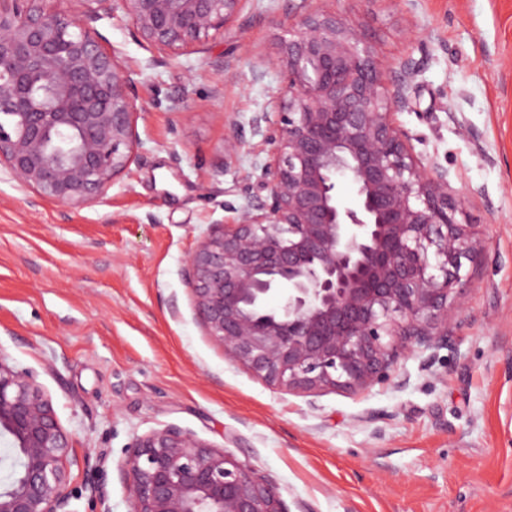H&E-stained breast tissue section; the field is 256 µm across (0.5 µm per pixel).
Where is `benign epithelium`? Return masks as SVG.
I'll list each match as a JSON object with an SVG mask.
<instances>
[{
	"label": "benign epithelium",
	"mask_w": 512,
	"mask_h": 512,
	"mask_svg": "<svg viewBox=\"0 0 512 512\" xmlns=\"http://www.w3.org/2000/svg\"><path fill=\"white\" fill-rule=\"evenodd\" d=\"M46 2L0 0V172L43 199L93 207L140 145L131 71L94 24L120 11L178 55L228 30L248 0H83L80 15ZM271 66L285 83L252 124L272 130L273 148L183 277L206 334L266 382L366 390L400 360L450 346L465 263L481 264L488 241L456 220L448 170L419 161L393 119L412 107V60L384 85L362 32L312 9L276 58H256L252 80ZM0 436L16 451L0 512H75L72 440L36 373L1 349ZM119 469L129 512H288L274 480L175 426L137 438Z\"/></svg>",
	"instance_id": "1"
}]
</instances>
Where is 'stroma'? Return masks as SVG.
<instances>
[{"label":"stroma","instance_id":"obj_1","mask_svg":"<svg viewBox=\"0 0 512 512\" xmlns=\"http://www.w3.org/2000/svg\"><path fill=\"white\" fill-rule=\"evenodd\" d=\"M365 32L382 69L412 59L413 106L395 113L423 162L447 169L479 225L451 348L402 360L387 382L316 394L228 359L198 322L182 268L225 203L265 163L252 118L279 96L276 57L308 0H248L231 29L159 53L123 14L97 23L131 70L139 159L102 204L45 200L0 174V350L37 373L79 460L72 486L118 470L135 439L175 426L272 477L290 512H512V0H321ZM244 145L224 158V138Z\"/></svg>","mask_w":512,"mask_h":512}]
</instances>
